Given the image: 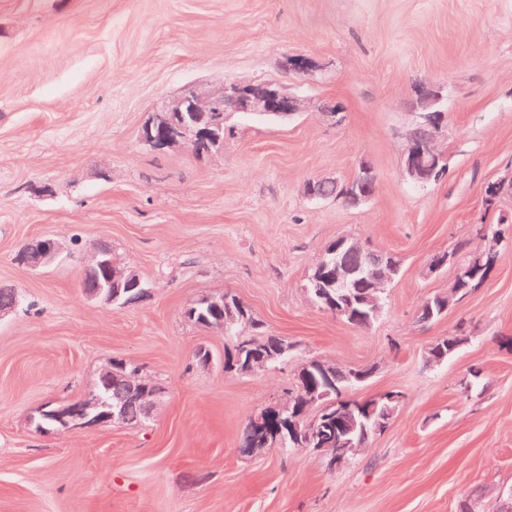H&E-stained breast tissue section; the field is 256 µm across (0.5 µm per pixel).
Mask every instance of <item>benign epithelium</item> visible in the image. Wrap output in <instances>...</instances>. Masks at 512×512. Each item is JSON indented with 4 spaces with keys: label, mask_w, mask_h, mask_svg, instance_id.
I'll return each mask as SVG.
<instances>
[{
    "label": "benign epithelium",
    "mask_w": 512,
    "mask_h": 512,
    "mask_svg": "<svg viewBox=\"0 0 512 512\" xmlns=\"http://www.w3.org/2000/svg\"><path fill=\"white\" fill-rule=\"evenodd\" d=\"M441 95L433 89L420 92L416 101V121L408 132L409 149L404 161L407 175L420 184L438 179L446 170L447 155L440 145L442 121L437 105ZM302 110L300 99L286 93L271 83L226 82L216 93H206L189 88L156 109L143 126L141 142L153 149H164L184 144L200 155L212 154L224 149V126L217 114L243 113L287 118ZM375 176L366 166L352 179L336 183V198L350 207H358L371 198L375 189ZM355 255L356 265H350L339 258L340 254ZM58 254L57 243L49 238L29 241L20 251L18 261L30 267H39L52 261ZM399 268L394 256L372 249L358 239L338 238L331 243L315 265L316 271L327 273L338 288H348L357 282V277L372 282L370 293L360 299L367 307L366 314L379 317L386 288ZM102 269L107 274L105 287L120 288L130 282L139 283V277L131 270L117 266L112 261V246L106 241L93 245L91 256L85 265L82 277ZM125 376L142 401L144 418L152 415L158 386L150 378H143L130 369L125 361H115L101 372V376H112V371ZM303 400L308 405L319 404V411L329 412L336 417V439H319L315 423L301 428L299 422L288 419V430L303 435L308 441H319L324 447L323 456L328 463L341 466L347 463L356 450L351 434L356 428L352 406L344 403L342 395L330 398V392H317L306 387ZM48 415L55 418L64 430L88 426H107L123 421L118 410L101 409L100 399L91 394L78 404L45 405ZM288 410L284 405H275L262 411L252 419L253 426L267 432L271 422L279 420Z\"/></svg>",
    "instance_id": "benign-epithelium-1"
}]
</instances>
